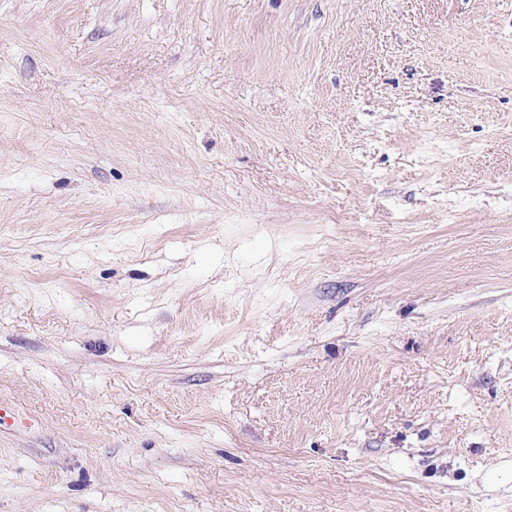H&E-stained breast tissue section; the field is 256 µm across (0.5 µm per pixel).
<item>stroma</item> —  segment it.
Wrapping results in <instances>:
<instances>
[{
	"label": "stroma",
	"instance_id": "obj_1",
	"mask_svg": "<svg viewBox=\"0 0 512 512\" xmlns=\"http://www.w3.org/2000/svg\"><path fill=\"white\" fill-rule=\"evenodd\" d=\"M0 512H512V0H0Z\"/></svg>",
	"mask_w": 512,
	"mask_h": 512
}]
</instances>
